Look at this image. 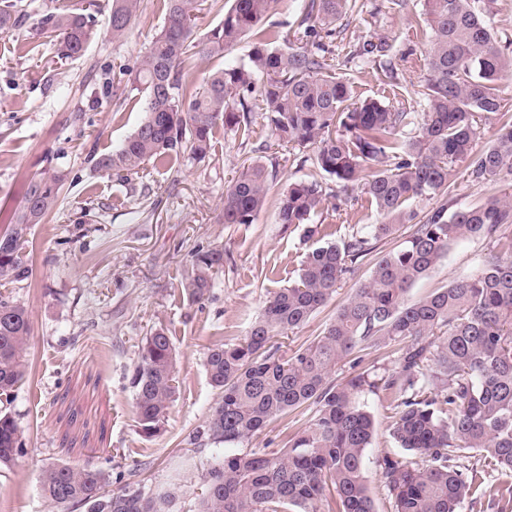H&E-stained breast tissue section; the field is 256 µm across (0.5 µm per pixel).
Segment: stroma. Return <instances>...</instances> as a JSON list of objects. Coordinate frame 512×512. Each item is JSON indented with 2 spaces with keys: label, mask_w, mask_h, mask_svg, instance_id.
I'll list each match as a JSON object with an SVG mask.
<instances>
[{
  "label": "stroma",
  "mask_w": 512,
  "mask_h": 512,
  "mask_svg": "<svg viewBox=\"0 0 512 512\" xmlns=\"http://www.w3.org/2000/svg\"><path fill=\"white\" fill-rule=\"evenodd\" d=\"M87 14L95 32L81 56L62 58L41 21L59 6ZM161 0H142L122 37H112L106 8L89 0H33L19 23L0 34V209L14 211L28 179L57 171L64 180L59 205L33 225L27 248L30 275L6 284L5 292L29 313L27 374L7 410L23 430V453L0 468V512H86L59 505L41 490V473L52 462L74 468L101 467L116 473L140 471L146 486L167 482L180 456L195 464L182 478L180 512H191L211 465L224 454L210 444H189L218 399L205 368L209 349L243 339L268 296L295 278L307 246L303 228L279 224L276 196H269L253 223L225 224L221 197L244 161H260L277 185L319 182L329 202L314 215L341 233L379 223L376 210L353 205L359 188L342 191L320 170L312 149L275 140L253 104L246 136L216 132L214 153L202 162L147 164L127 181L97 171L96 159L112 152L139 126L143 103L135 94H113L119 71L134 66L164 22ZM423 0H358L336 23L328 44L343 77L361 97L380 93L377 73L391 60L401 85L396 108L419 109L427 71ZM385 38L387 57L364 54L367 42ZM512 194V180L479 183L458 168L447 197L420 200L426 215L449 198L458 206L491 195ZM220 246L224 269L209 297L194 303L178 283L194 249ZM492 248L483 238L453 246L410 290L416 300L474 273ZM373 259L358 263L326 306L299 329L277 337L281 351L313 339L353 289L371 276ZM167 328L176 349L180 394L164 431L144 437L135 421L130 377L150 330ZM374 416L366 453V476L375 512H393L376 460L398 453L390 434L392 393L361 397ZM314 405L271 421L252 447L274 452L288 435L309 426Z\"/></svg>",
  "instance_id": "obj_1"
}]
</instances>
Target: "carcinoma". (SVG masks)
I'll use <instances>...</instances> for the list:
<instances>
[{
	"label": "carcinoma",
	"instance_id": "obj_1",
	"mask_svg": "<svg viewBox=\"0 0 512 512\" xmlns=\"http://www.w3.org/2000/svg\"><path fill=\"white\" fill-rule=\"evenodd\" d=\"M110 31L118 38L141 0H109ZM164 25L132 69H122L124 89L144 97L145 118L115 151L95 160L116 176L146 163L212 155L215 131L247 134L249 100L262 102L275 138L314 149L318 168L343 189L364 179L359 200L376 208L380 224H365L339 241L325 240V225L311 218L325 201L317 181L279 189L265 167L251 162L224 191L225 224H251L268 196L278 200L279 223L306 225L317 245L305 254L296 280L266 300L247 336L222 343L206 356V372L220 399L196 445H224V456L207 471L195 512H374L365 472L374 417L359 401L365 392L395 396L390 431L405 455L378 460L379 478L394 500V512H461L484 496V462L512 478V197L489 196L457 207L443 203L417 220L416 201L446 196L458 163L477 182L512 176V119L503 120L491 146L478 153L477 119L501 112L500 81L512 72V51L500 45L491 22L494 0H424L432 32L422 114L386 104L400 89L390 65L381 67L382 97L360 98L352 82L326 58L330 25L349 0H309L296 27L285 33L266 23L278 0H211L224 11L202 51L224 56L242 37L254 45L249 61L211 72L201 85L181 78L191 51L203 0H162ZM21 0H0V33L16 26ZM43 23L65 58L79 56L92 39L84 14L62 10ZM62 177L28 181L24 204L0 233V280L28 278L26 248L31 226L56 210ZM413 225L401 246L376 258L370 278L353 289L324 330L291 354L279 353L276 336L305 324L336 293L375 242ZM483 237L493 250L472 275L410 302L407 293L458 241ZM224 269V248H199L181 281L192 302L210 293ZM30 333L27 309L0 294V395L26 374ZM394 346L397 367L364 370L337 383L336 365L362 351ZM130 385L139 431L159 434L176 401L175 349L167 329L145 337ZM307 403L312 423L275 453L232 446L261 433L270 421ZM24 451L16 420L0 410V466ZM128 474L112 490L103 469L48 466L44 495L57 504L78 503L87 512H174L183 495L172 481L148 488Z\"/></svg>",
	"mask_w": 512,
	"mask_h": 512
}]
</instances>
